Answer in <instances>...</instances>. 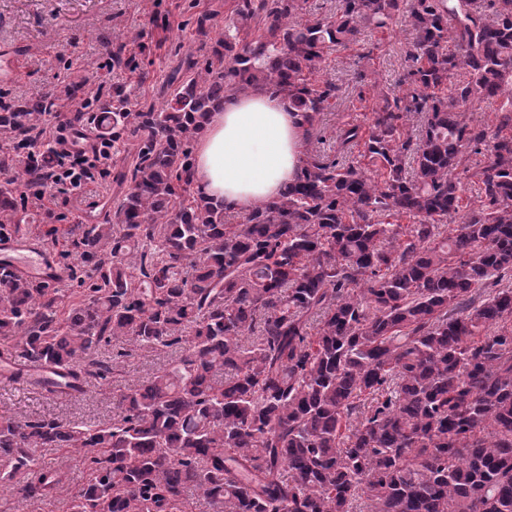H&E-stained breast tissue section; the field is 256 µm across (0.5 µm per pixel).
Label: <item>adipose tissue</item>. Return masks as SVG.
Returning a JSON list of instances; mask_svg holds the SVG:
<instances>
[{
  "label": "adipose tissue",
  "mask_w": 512,
  "mask_h": 512,
  "mask_svg": "<svg viewBox=\"0 0 512 512\" xmlns=\"http://www.w3.org/2000/svg\"><path fill=\"white\" fill-rule=\"evenodd\" d=\"M305 160V125L288 98L259 87L229 93L196 138L194 182L229 212L255 209L295 181Z\"/></svg>",
  "instance_id": "obj_1"
}]
</instances>
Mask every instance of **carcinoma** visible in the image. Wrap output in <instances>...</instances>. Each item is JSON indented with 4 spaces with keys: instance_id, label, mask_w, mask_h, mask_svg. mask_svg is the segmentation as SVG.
<instances>
[{
    "instance_id": "obj_1",
    "label": "carcinoma",
    "mask_w": 512,
    "mask_h": 512,
    "mask_svg": "<svg viewBox=\"0 0 512 512\" xmlns=\"http://www.w3.org/2000/svg\"><path fill=\"white\" fill-rule=\"evenodd\" d=\"M402 11L404 90L371 82L370 127L339 129L332 159L306 153L240 224L194 192L193 141L224 94L271 87L312 131L337 97L313 79L329 51ZM306 12L237 0L215 39L198 14L199 53L158 110H131L120 86L106 101L80 82L60 91L78 101L75 126L103 110L126 163L106 222L61 254L80 258L73 287L0 265L5 353L72 386L119 372L94 358L114 342L178 357L118 394L108 424L1 414L0 489L19 502L56 498L67 476L42 450L58 448L87 469L67 512H512V0ZM499 97L495 127L473 122ZM55 105L0 97V227L25 214L13 181L43 185L47 152L29 132ZM465 179L479 204L444 237Z\"/></svg>"
}]
</instances>
